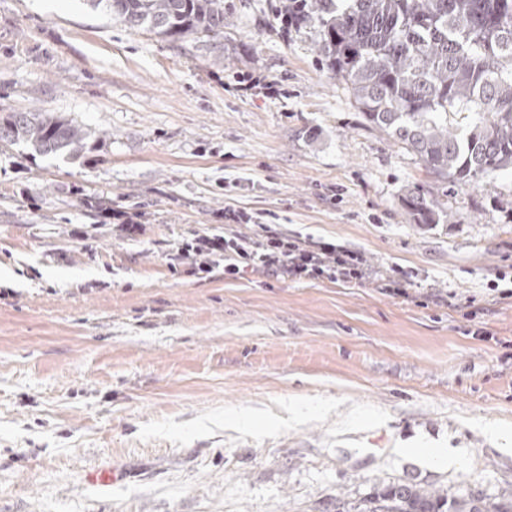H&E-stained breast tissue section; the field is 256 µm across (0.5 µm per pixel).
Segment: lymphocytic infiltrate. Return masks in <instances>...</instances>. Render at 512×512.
Masks as SVG:
<instances>
[{"label":"lymphocytic infiltrate","instance_id":"obj_1","mask_svg":"<svg viewBox=\"0 0 512 512\" xmlns=\"http://www.w3.org/2000/svg\"><path fill=\"white\" fill-rule=\"evenodd\" d=\"M224 221V231L182 239L168 255L170 265H191L206 278L220 268L228 280L255 272L294 283L371 280L380 290L408 294L410 283L399 268L372 270L363 251L272 230L261 214L243 207H225Z\"/></svg>","mask_w":512,"mask_h":512}]
</instances>
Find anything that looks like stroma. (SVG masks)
I'll list each match as a JSON object with an SVG mask.
<instances>
[{
	"label": "stroma",
	"mask_w": 512,
	"mask_h": 512,
	"mask_svg": "<svg viewBox=\"0 0 512 512\" xmlns=\"http://www.w3.org/2000/svg\"><path fill=\"white\" fill-rule=\"evenodd\" d=\"M277 2L224 0L218 66L87 0H0V113L111 134L75 161L0 146V512H332L378 479L512 494V298L489 288L512 171H429ZM413 185L447 222L409 220ZM231 203L400 266L412 299L171 270ZM106 467L120 479L87 481Z\"/></svg>",
	"instance_id": "35a3bbf8"
}]
</instances>
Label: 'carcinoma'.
Returning a JSON list of instances; mask_svg holds the SVG:
<instances>
[{
  "label": "carcinoma",
  "instance_id": "carcinoma-1",
  "mask_svg": "<svg viewBox=\"0 0 512 512\" xmlns=\"http://www.w3.org/2000/svg\"><path fill=\"white\" fill-rule=\"evenodd\" d=\"M130 29L163 38L224 36V0H88ZM283 28L318 34V50L343 79L364 119L430 170L469 183L512 171V0H279ZM464 115V126L450 117ZM92 133L63 116H0V145L75 159ZM415 224L447 212L419 186L402 194ZM334 512H512V498L454 494L412 481H379L357 500L336 494Z\"/></svg>",
  "mask_w": 512,
  "mask_h": 512
}]
</instances>
